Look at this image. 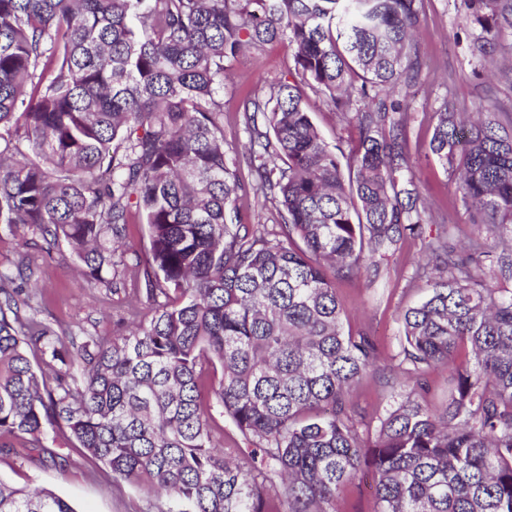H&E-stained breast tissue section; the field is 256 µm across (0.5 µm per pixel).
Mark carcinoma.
<instances>
[{
	"mask_svg": "<svg viewBox=\"0 0 512 512\" xmlns=\"http://www.w3.org/2000/svg\"><path fill=\"white\" fill-rule=\"evenodd\" d=\"M485 57L512 38V0H465ZM424 0H0V224L67 243L86 284L107 283L137 211L152 315L125 334L60 336L24 322L22 268L0 273V435L66 428L156 512H338L366 469L375 512H512V112L432 113L429 151L458 173L481 239L432 238L430 292L401 319L408 394L374 431L348 398L378 358L345 330L338 278L420 236L426 209L401 137V85L421 76L411 37ZM286 44L291 79L244 106L251 170L282 219L241 223L224 151V79L247 49ZM357 139L322 138L303 89ZM346 163H341V160ZM452 368L435 411V366ZM221 371L219 378L208 373ZM251 449L213 442L210 399ZM0 512H75L47 487L0 479Z\"/></svg>",
	"mask_w": 512,
	"mask_h": 512,
	"instance_id": "obj_1",
	"label": "carcinoma"
}]
</instances>
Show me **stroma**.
<instances>
[{"mask_svg": "<svg viewBox=\"0 0 512 512\" xmlns=\"http://www.w3.org/2000/svg\"><path fill=\"white\" fill-rule=\"evenodd\" d=\"M426 17L416 37V48L427 80L415 84L404 107L402 128L415 180L427 206L426 233H436L438 225L448 227V240L457 246L484 236L482 226L471 223L469 213L456 190L454 175L446 171L428 150L432 135L431 116L447 99L466 106L486 97L496 98L512 109V83L489 82L491 67L512 65V50L494 53L492 60L473 55L471 43L479 28L471 23L463 0H425ZM293 62L285 44L274 42L246 52L235 62L224 82V149L228 158L241 156L250 134L243 117V104L255 86L287 77ZM308 109L324 139L330 145L348 147L357 137L354 125L342 121L315 94L307 96ZM243 184L236 208L244 223L273 225L278 215L271 201L258 190L247 165H238ZM31 229L14 230L0 226V269H14L23 256H30L34 272L28 290L30 304L20 318L36 317L63 335L116 336L133 322L151 316V304L143 290L142 275L113 274L112 287L89 290L74 268L70 251L59 245L51 251L35 248ZM375 282L366 277L337 280L336 292L345 304L351 332H366L380 346L374 368L357 384L351 397L364 411L369 427H376L393 390L383 370L397 366L400 351V317L420 302L428 292L425 271L430 268L421 239L407 240L377 261ZM44 445L60 449L67 465L39 458L29 437H7L8 449L0 452V478L18 487L44 486L66 499L76 512H152L153 506L136 487L113 482L108 469L85 456L65 430L47 428Z\"/></svg>", "mask_w": 512, "mask_h": 512, "instance_id": "1", "label": "stroma"}]
</instances>
